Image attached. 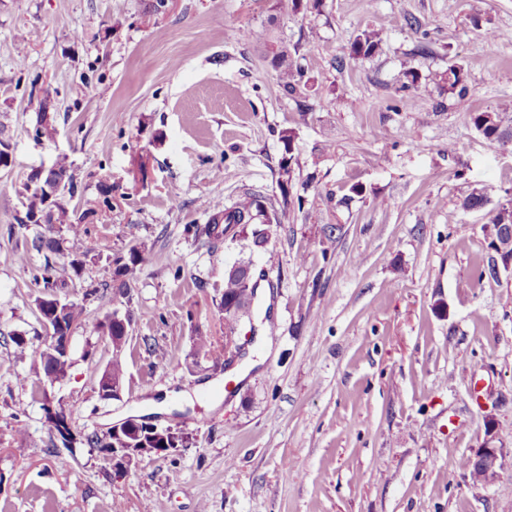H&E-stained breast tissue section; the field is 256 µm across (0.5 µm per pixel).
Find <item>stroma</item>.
<instances>
[{"label":"stroma","instance_id":"35a3bbf8","mask_svg":"<svg viewBox=\"0 0 512 512\" xmlns=\"http://www.w3.org/2000/svg\"><path fill=\"white\" fill-rule=\"evenodd\" d=\"M154 3L0 0V135L13 159L0 171V512H512V278L467 287L490 256L489 214L461 206L483 187L492 204L512 200V139L470 122L512 103V39H487L512 32V0H168L161 14ZM32 27L37 40L21 39ZM261 28L295 47L305 98L284 96L266 47L241 36ZM365 29L380 48L351 59ZM454 63L463 97L431 81ZM408 65L426 95L403 89ZM41 99L55 134L38 141ZM60 155L74 204L97 202L106 178L112 209L89 227L80 277L54 290L86 312L52 382L33 358L47 341L34 276L41 241L68 233L15 216L28 173ZM248 192L280 217L265 248L195 236L204 201ZM135 243L152 258L122 287L113 261ZM243 261L278 276L226 369L194 339L223 343L224 271ZM116 307L132 322L112 400L97 387L112 343L95 326ZM47 401L78 436L150 417L191 445L118 478L96 451L50 436ZM489 438L503 449L498 476L476 483L460 462Z\"/></svg>","mask_w":512,"mask_h":512}]
</instances>
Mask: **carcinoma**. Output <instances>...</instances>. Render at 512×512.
<instances>
[{"label":"carcinoma","mask_w":512,"mask_h":512,"mask_svg":"<svg viewBox=\"0 0 512 512\" xmlns=\"http://www.w3.org/2000/svg\"><path fill=\"white\" fill-rule=\"evenodd\" d=\"M379 34L373 30H364L356 36L350 46V57L353 59H366L373 56L379 46ZM288 44L281 41L276 46L272 55V65L278 72L280 87L284 95L297 98L304 95L307 84L301 83L302 75L292 71L288 63ZM406 82L403 87L417 94L427 91V82L421 81L419 73L414 68L405 70ZM440 81L448 85V92L463 96L467 92L465 85L464 67L459 64L448 66L441 76ZM41 117L35 129V138L51 137L54 131L50 117L48 116V104L46 101L39 103ZM508 121L504 112L482 111L471 113V122L474 128L488 141L500 142L509 135V127L504 125ZM78 187L73 175L70 173V165L66 158L57 159L52 167L45 171H31L22 184L20 191L22 211L16 217L19 224H35L37 218L43 213L52 212L53 224H64L69 233L68 253L59 261L45 260L40 267V276L44 287L51 288L57 284H65L78 277L83 267L84 258L88 254L86 239L89 234L87 227L90 217L95 215L92 209L82 212L71 209L65 203L66 197H74ZM489 203L486 191H473L463 199L462 208L465 210H481ZM280 219L277 214L267 212L262 197L247 193L244 197L219 207H212L207 224L198 226L195 234L206 235L209 238L226 237L236 238L251 235L253 244L257 247L265 244L267 231L266 224H278ZM224 229H219V225ZM512 229V207L502 205L494 210L487 224L484 225L485 239L488 249L494 253L487 270L480 271L479 276L489 275L496 278V267L504 265L512 259V247L505 252H500L498 244H504L508 240L507 233ZM150 259L149 250L140 245L129 249L128 255L114 259L113 280L123 287L127 281L134 278L137 271L146 265ZM251 263H240L229 268L224 273V294L218 308L224 311V326L229 330L239 327L241 320L248 315L247 305L260 288V282L265 280L266 272L262 271L258 276L247 275ZM85 312L84 304L78 302H65L60 314L66 328L81 322ZM97 332L103 336H115L122 340L125 336L124 326L112 321V314H106L96 325ZM195 349L217 363L224 358V349L217 346L208 336H197L194 340ZM35 360L41 364L44 373L51 379H63L67 376L72 362L71 359L54 354L43 348L33 351ZM77 442L96 449L100 454H105L112 447V433L100 437L97 434H87Z\"/></svg>","instance_id":"obj_1"}]
</instances>
